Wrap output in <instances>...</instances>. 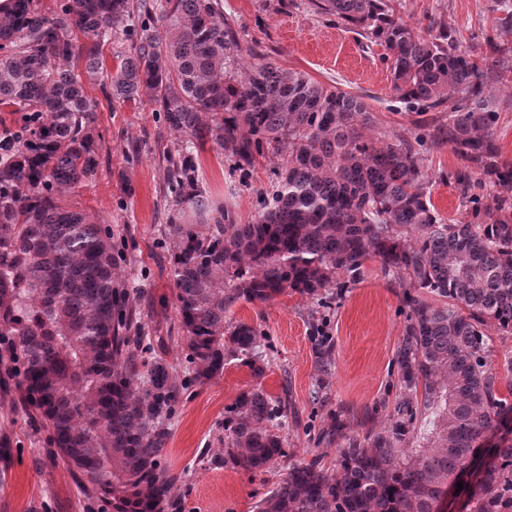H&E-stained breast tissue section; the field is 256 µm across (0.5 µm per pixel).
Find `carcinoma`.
Here are the masks:
<instances>
[{"label": "carcinoma", "mask_w": 512, "mask_h": 512, "mask_svg": "<svg viewBox=\"0 0 512 512\" xmlns=\"http://www.w3.org/2000/svg\"><path fill=\"white\" fill-rule=\"evenodd\" d=\"M321 14L384 46L393 91L416 112L431 144L460 160L455 182L498 187L494 205L470 196L475 223L445 224L427 192L422 137L365 138L357 96L282 69L242 65V45L219 0H38L0 10V337L12 351L20 401L50 429L83 493L112 512H176L175 477L161 465L178 389L163 363H135L131 294L118 287L98 224L62 204L99 165L101 81L123 103L143 93L181 145L167 155L165 187L182 340L205 382L224 359L268 362L251 325L229 322L239 300L266 303L286 290L311 298L355 281L366 260L412 291L395 352L403 396L386 422L349 435L336 424L339 476L291 462L257 512H433L472 460L466 512H512V401L499 391L485 328L512 332V161L493 133L484 69L457 36L430 21L417 32L391 0H310ZM495 26L512 27V0H494ZM92 40L81 50L79 37ZM127 38L116 72L99 47ZM482 61L508 70L512 46L485 37ZM83 69L70 67L75 56ZM209 140L247 173L279 158L270 198L252 224L212 210L195 155ZM281 414L258 390L224 418L225 458L251 470L284 457L270 424Z\"/></svg>", "instance_id": "1"}]
</instances>
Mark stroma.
Here are the masks:
<instances>
[{
	"label": "stroma",
	"instance_id": "obj_1",
	"mask_svg": "<svg viewBox=\"0 0 512 512\" xmlns=\"http://www.w3.org/2000/svg\"><path fill=\"white\" fill-rule=\"evenodd\" d=\"M221 2L244 51L266 54L276 66L360 96L371 117L369 136L411 141L421 122L430 120V113L410 111L398 101L382 46L318 13L309 0ZM392 4L412 26L434 19L452 29L474 56H482L484 38L492 33L512 45V30L493 28L491 0ZM487 82L497 113L493 130L503 158L512 160V73H488ZM86 90L98 105L99 167L65 201L111 235L118 278L136 295L131 333L146 344L136 355L137 366L159 361L174 377L178 396L164 465L175 478L172 494L181 512H254L292 462L315 459L328 476H336L337 445L324 439V432L339 421L351 435L362 432L364 421L382 424L384 403L402 396L394 356L405 323L404 286L369 260L359 281L323 290L314 299L289 290L267 303L238 301L229 320L254 326L271 349L270 361L259 372L241 356L225 362L210 381H196L181 339L168 235L173 210L164 197L166 156L177 148L178 137L146 97L119 104L100 84L87 83ZM196 162L210 199L237 223H253L259 194L274 179L276 159L259 160L243 174L208 143ZM424 166L440 218L449 224L470 221L471 207L453 178L459 160L452 149L425 148ZM252 389L288 416L280 432L285 456L263 470L224 459V418L238 395ZM0 440L9 447L0 512H101L100 500L80 494L76 476L57 456L52 434L3 398Z\"/></svg>",
	"mask_w": 512,
	"mask_h": 512
}]
</instances>
